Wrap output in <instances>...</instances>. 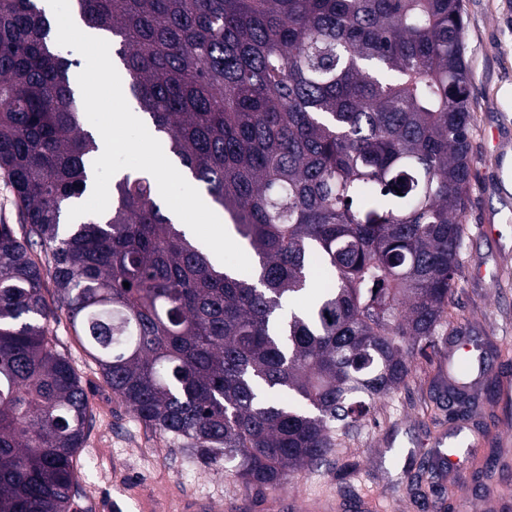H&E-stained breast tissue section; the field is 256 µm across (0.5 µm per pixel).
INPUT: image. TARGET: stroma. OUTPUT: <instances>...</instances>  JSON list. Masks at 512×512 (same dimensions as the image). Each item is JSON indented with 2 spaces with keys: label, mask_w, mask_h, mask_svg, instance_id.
<instances>
[{
  "label": "stroma",
  "mask_w": 512,
  "mask_h": 512,
  "mask_svg": "<svg viewBox=\"0 0 512 512\" xmlns=\"http://www.w3.org/2000/svg\"><path fill=\"white\" fill-rule=\"evenodd\" d=\"M471 87V189L451 312L490 337V376L512 382V0H461ZM58 349L75 367L93 414L76 454L85 494L81 512H179L183 498L211 500L213 512H269L275 497H326L335 512H512V463L498 468V495H487L475 467H436L435 439L454 427L448 388V334L417 354L406 383L381 400L357 434L324 466L288 474L280 494H261L225 471L193 461L169 436L146 430L112 393L68 321L54 325ZM494 446L512 439V411L476 389ZM445 495L416 489L421 461Z\"/></svg>",
  "instance_id": "obj_1"
}]
</instances>
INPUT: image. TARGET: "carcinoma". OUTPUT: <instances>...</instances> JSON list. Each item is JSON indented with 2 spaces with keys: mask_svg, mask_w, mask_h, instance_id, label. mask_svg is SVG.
<instances>
[{
  "mask_svg": "<svg viewBox=\"0 0 512 512\" xmlns=\"http://www.w3.org/2000/svg\"><path fill=\"white\" fill-rule=\"evenodd\" d=\"M250 248L219 267L125 174L66 224L99 151L38 0H0V512H75L90 421L64 317L147 429L260 491L320 467L449 326L469 204L460 0H75ZM51 279L54 301L44 295ZM129 287H124V283ZM304 294V312L287 305ZM460 419L478 414L450 388ZM6 174L4 170H0V214L2 219L8 224H22L20 222V214L17 207L13 203V197L6 184Z\"/></svg>",
  "mask_w": 512,
  "mask_h": 512,
  "instance_id": "cac0c4a2",
  "label": "carcinoma"
}]
</instances>
